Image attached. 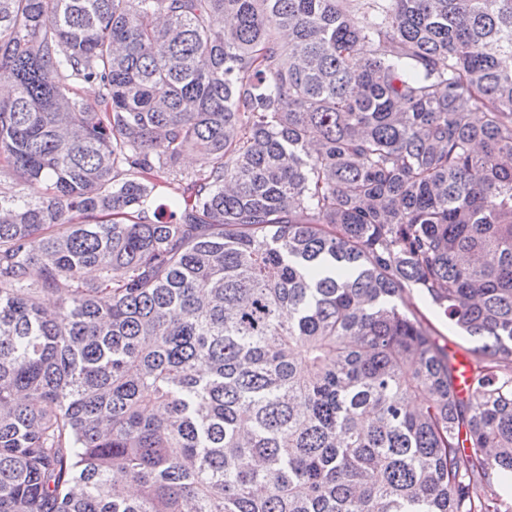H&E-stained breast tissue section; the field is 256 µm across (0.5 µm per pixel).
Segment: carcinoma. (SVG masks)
<instances>
[{"label":"carcinoma","mask_w":512,"mask_h":512,"mask_svg":"<svg viewBox=\"0 0 512 512\" xmlns=\"http://www.w3.org/2000/svg\"><path fill=\"white\" fill-rule=\"evenodd\" d=\"M504 57L512 0H0V512H512ZM408 296L411 302V309L416 311L432 327L433 338L437 345L447 348L450 353H455L456 357L463 356L469 360L474 359L471 351L481 345V343L469 336H464L457 328L450 325L448 320L440 315L437 306L426 295L413 291ZM466 358L458 360L459 386L461 390L464 389L470 372V365Z\"/></svg>","instance_id":"carcinoma-1"}]
</instances>
